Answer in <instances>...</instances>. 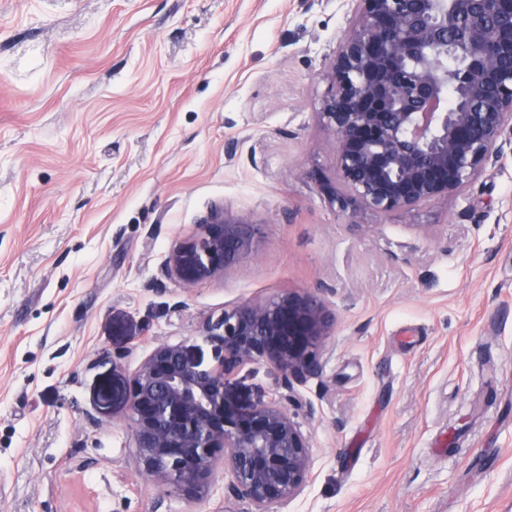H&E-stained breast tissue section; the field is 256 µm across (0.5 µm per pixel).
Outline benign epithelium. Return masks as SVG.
Returning a JSON list of instances; mask_svg holds the SVG:
<instances>
[{
	"instance_id": "7a95c632",
	"label": "benign epithelium",
	"mask_w": 512,
	"mask_h": 512,
	"mask_svg": "<svg viewBox=\"0 0 512 512\" xmlns=\"http://www.w3.org/2000/svg\"><path fill=\"white\" fill-rule=\"evenodd\" d=\"M349 32L324 69L316 118L331 137L342 212L409 211L462 193L512 146V0H353ZM456 103L448 106V90ZM255 248V227L215 208L166 261L186 287L210 281ZM336 314L323 294L245 301L208 322L213 362L161 343L129 384L132 463L194 504L217 470L229 512H274L305 489L312 446L298 387L319 375ZM250 363L281 373L280 398L240 407L226 383Z\"/></svg>"
}]
</instances>
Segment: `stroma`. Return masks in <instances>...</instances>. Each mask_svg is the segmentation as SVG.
Segmentation results:
<instances>
[{
  "instance_id": "1",
  "label": "stroma",
  "mask_w": 512,
  "mask_h": 512,
  "mask_svg": "<svg viewBox=\"0 0 512 512\" xmlns=\"http://www.w3.org/2000/svg\"><path fill=\"white\" fill-rule=\"evenodd\" d=\"M351 0H0V512H224L131 465L129 382L245 300L323 291L308 484L279 512H512V150L466 192L342 212L315 113ZM258 250L165 271L211 209ZM258 363L228 382L273 400Z\"/></svg>"
}]
</instances>
